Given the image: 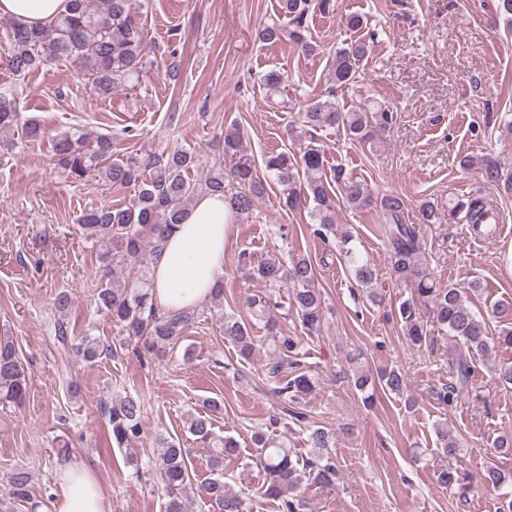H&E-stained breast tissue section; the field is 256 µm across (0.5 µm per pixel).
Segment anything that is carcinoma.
<instances>
[{"label": "carcinoma", "mask_w": 512, "mask_h": 512, "mask_svg": "<svg viewBox=\"0 0 512 512\" xmlns=\"http://www.w3.org/2000/svg\"><path fill=\"white\" fill-rule=\"evenodd\" d=\"M143 0H68V10L47 25L27 26L11 22L6 41V62L10 70L23 75L48 63L62 61L76 70L87 73L98 97L107 99L120 88L140 78L145 51V27L140 9ZM331 0H278V21L263 27L259 40L278 43L287 40L303 54L312 55L321 49L309 35L306 19L317 9L326 14ZM373 50L364 40H354L336 50L329 70V87L321 95L306 100L301 112L303 130L309 140L299 152L272 153L262 160L264 173H259L254 155L243 145L240 126L232 124L224 130V155L231 167L213 168L204 180L188 177L199 166L198 155L191 149L165 152L144 147L127 162L112 161V141L106 136L89 139L71 133L57 135L52 150L67 171V177L82 180L93 173L107 183L119 187L134 185L137 190L123 206L100 205L85 210L79 217L83 234L103 247L100 256L101 288L97 302L112 318L121 335L143 341L144 349L152 355L176 345L198 319L194 309L174 313L159 311L152 302V281L148 264L140 261L144 252L157 257L171 229L183 219L186 211L203 193L224 196V209L240 220L248 217L256 202L267 192L270 182L280 188L283 202L298 209L310 202L314 232L319 234L328 224L335 223L334 192L352 210L376 206L382 213L380 231L389 254L391 276L395 283L409 289L410 296L400 302L397 315L403 323L405 336L412 345H419L426 336V323L439 326L448 333L453 344L448 347V360L453 376L448 384L436 391L440 404L451 408L475 376L476 358L489 356L492 349L512 346V326L490 333L489 322L495 318L512 317V305L496 303L486 312L471 307L464 289L450 283L437 284L428 265L421 257L420 231L425 224H437L441 218L433 206L423 202L418 207L417 223L405 220L406 203L403 197L377 194L364 180L348 174L344 167H326L323 148L317 133L336 127L346 137L358 142H372L376 133L388 132L394 120L389 107L377 105L371 112L344 109L336 102V88H346L360 77L361 62ZM15 97L0 94V129L19 121ZM463 168L477 167L481 179L490 185L512 187V177L504 175L500 164L491 157L476 162L469 156L460 160ZM491 213L480 197L459 200L448 208V222L462 221L478 230L487 225ZM351 235L335 243L336 249L347 257L356 277L363 283L372 279L368 262L349 247ZM238 265L244 267L250 279L270 288L264 293L246 298L245 307L257 320H265L270 332L272 352L264 375L271 391L289 404L286 414L298 422L307 420L299 411L302 401L315 383L307 372L310 349L304 337L317 336L324 329L326 318L322 293L316 286V267L309 256L297 255L289 264L275 257L257 258L243 249L237 254ZM285 288L287 294L273 297L271 290ZM72 304L67 290L56 293L53 308L58 314L56 334L68 343L64 317ZM285 310V315L297 317L302 335L283 334L277 330L272 310ZM224 343L236 348L241 359L253 352L254 336L251 324L239 313L221 316ZM72 349L88 362L105 354H117L115 344H105L95 338L82 337L71 344ZM31 373L19 356L14 342L0 338V403H21L30 386ZM353 381L361 393L364 405L374 403L376 388L400 397L406 389V378L398 369L386 371L375 383L354 365L336 370V381ZM112 443L126 449V463L138 465L136 449L131 447L142 431L143 401L140 396L126 395L115 403H104ZM204 410L188 418V430L196 437L199 447L207 450L212 477L199 481L189 466V452L180 441L161 437V452L152 461L159 476L164 496V512H191V504L199 498L213 512H247L246 501L224 483V460L239 455V446L231 437L219 436L212 427V415L221 411L215 400L203 404ZM311 448L305 457L293 456L288 443L273 442L265 432L257 430L252 436L257 458L265 473L259 488L262 497L276 503L277 512H307L309 502L301 492L310 482L329 488L336 482L338 468L330 448L332 433L313 425L306 428ZM436 445L440 453L458 458L460 442L448 424L435 427ZM460 468H445L438 474V483L449 490L460 484ZM32 475L19 467L10 476V490L0 497V512H18V505L28 503Z\"/></svg>", "instance_id": "1"}]
</instances>
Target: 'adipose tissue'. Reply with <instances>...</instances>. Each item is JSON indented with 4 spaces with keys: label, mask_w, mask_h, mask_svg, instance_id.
Returning a JSON list of instances; mask_svg holds the SVG:
<instances>
[{
    "label": "adipose tissue",
    "mask_w": 512,
    "mask_h": 512,
    "mask_svg": "<svg viewBox=\"0 0 512 512\" xmlns=\"http://www.w3.org/2000/svg\"><path fill=\"white\" fill-rule=\"evenodd\" d=\"M67 7V0H0V18L45 25ZM231 227L218 194L200 195L166 239L153 272V303L163 312L195 308L224 279V240ZM52 512H108L102 488L82 461L60 474Z\"/></svg>",
    "instance_id": "obj_1"
}]
</instances>
